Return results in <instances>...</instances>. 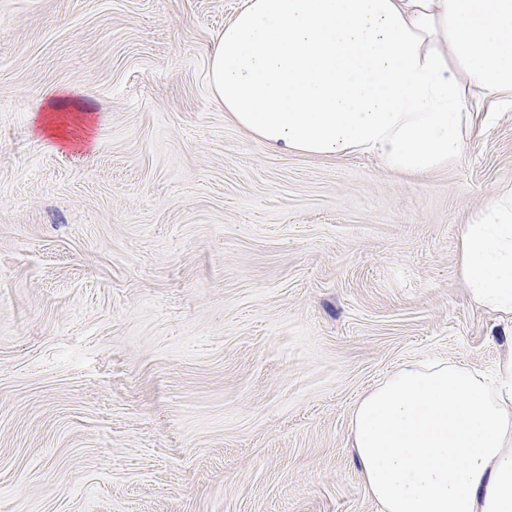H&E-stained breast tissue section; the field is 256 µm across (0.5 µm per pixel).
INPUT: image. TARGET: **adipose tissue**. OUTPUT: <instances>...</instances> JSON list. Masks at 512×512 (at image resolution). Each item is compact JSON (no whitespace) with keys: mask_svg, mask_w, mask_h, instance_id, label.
<instances>
[{"mask_svg":"<svg viewBox=\"0 0 512 512\" xmlns=\"http://www.w3.org/2000/svg\"><path fill=\"white\" fill-rule=\"evenodd\" d=\"M209 82L271 147L432 172L458 160L473 112L512 110V0H248ZM457 251L470 302L512 324V194L462 225ZM349 430L378 512H512V345L489 375L400 364Z\"/></svg>","mask_w":512,"mask_h":512,"instance_id":"1","label":"adipose tissue"}]
</instances>
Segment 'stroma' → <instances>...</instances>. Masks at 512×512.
Returning a JSON list of instances; mask_svg holds the SVG:
<instances>
[{
  "label": "stroma",
  "mask_w": 512,
  "mask_h": 512,
  "mask_svg": "<svg viewBox=\"0 0 512 512\" xmlns=\"http://www.w3.org/2000/svg\"><path fill=\"white\" fill-rule=\"evenodd\" d=\"M244 3L0 0V512H377L360 396L505 349L457 241L512 111L416 176L273 150L209 84ZM64 88L88 143L39 133Z\"/></svg>",
  "instance_id": "obj_1"
}]
</instances>
